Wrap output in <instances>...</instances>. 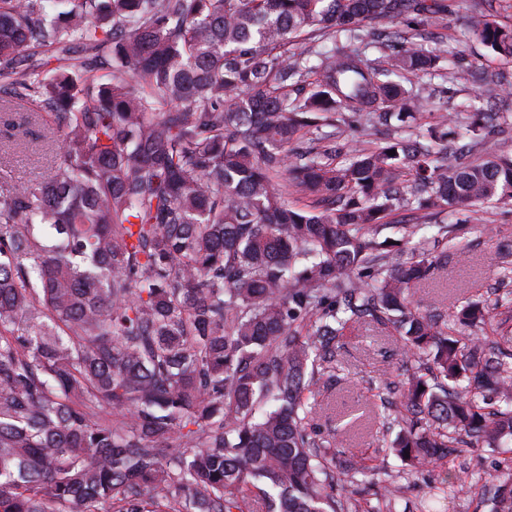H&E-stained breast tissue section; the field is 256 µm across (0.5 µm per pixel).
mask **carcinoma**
Masks as SVG:
<instances>
[{
    "instance_id": "1",
    "label": "carcinoma",
    "mask_w": 512,
    "mask_h": 512,
    "mask_svg": "<svg viewBox=\"0 0 512 512\" xmlns=\"http://www.w3.org/2000/svg\"><path fill=\"white\" fill-rule=\"evenodd\" d=\"M48 2L0 0V106L54 122L48 181L0 190V512H392L394 482L339 492L374 470L311 427L358 318L415 366L393 442L410 472L476 442L512 465V346L450 327L489 307L411 301L462 253L419 231L448 243L467 208L512 204V118L485 101L415 126L432 103L397 80L448 78L441 42L415 41L446 0ZM365 19L391 23L371 47L393 68L336 45ZM470 32L512 58L511 26ZM358 119L386 141L342 138ZM392 221L406 261L375 238ZM488 502L512 512V484Z\"/></svg>"
}]
</instances>
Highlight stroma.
Instances as JSON below:
<instances>
[{"label":"stroma","mask_w":512,"mask_h":512,"mask_svg":"<svg viewBox=\"0 0 512 512\" xmlns=\"http://www.w3.org/2000/svg\"><path fill=\"white\" fill-rule=\"evenodd\" d=\"M451 11L447 25L439 29L456 80L443 105L445 112L459 111L462 102L483 94L470 73L479 69L512 76V58L490 53L469 34V20L482 8L481 0H448ZM49 174V156L39 146L19 147L0 153V183L38 184ZM460 243L467 256L464 262L449 260L434 278L414 290V303L429 313L451 314L471 301L508 298L512 300V273L504 270L506 247L512 246V209L497 203L483 205L475 220L465 224ZM406 362L402 340L393 327L368 320L348 324L337 350L336 375L313 397L316 430L334 442L337 461L355 457L370 466L385 467L392 478L402 479L403 496L393 512H475L472 493L457 488L435 496L433 487L443 476L467 471L499 483L512 479L499 450L480 446L450 456L427 471L403 476L401 461L386 455L394 439L378 397L382 380L402 379Z\"/></svg>","instance_id":"obj_1"}]
</instances>
